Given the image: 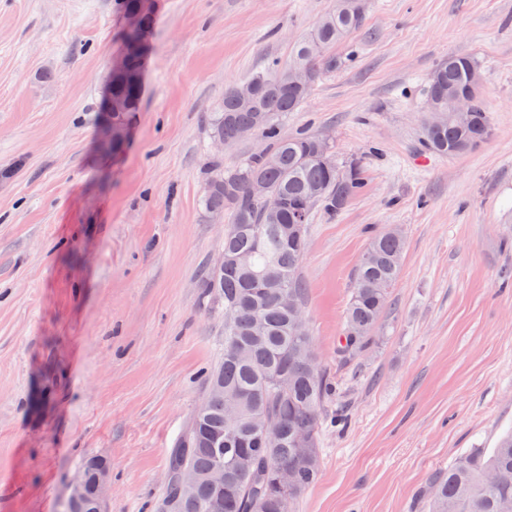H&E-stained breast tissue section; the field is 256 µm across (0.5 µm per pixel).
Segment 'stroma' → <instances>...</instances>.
<instances>
[{
  "instance_id": "obj_1",
  "label": "stroma",
  "mask_w": 512,
  "mask_h": 512,
  "mask_svg": "<svg viewBox=\"0 0 512 512\" xmlns=\"http://www.w3.org/2000/svg\"><path fill=\"white\" fill-rule=\"evenodd\" d=\"M138 111L104 112L124 48L118 0H0V512H62L106 461L104 512H162L173 448L224 349L201 275L225 218L201 204L225 86L288 57L336 0H150ZM341 65L281 120L327 138L364 187L315 214L300 274L323 368L319 480L293 512H426L430 477L512 431V0H363ZM471 56L489 137L422 146L430 72ZM255 139L219 151L231 167ZM405 252L373 342L336 357L376 233Z\"/></svg>"
}]
</instances>
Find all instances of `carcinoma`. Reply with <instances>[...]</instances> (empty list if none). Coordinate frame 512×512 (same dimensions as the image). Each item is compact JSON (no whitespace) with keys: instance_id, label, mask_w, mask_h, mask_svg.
I'll return each instance as SVG.
<instances>
[{"instance_id":"carcinoma-1","label":"carcinoma","mask_w":512,"mask_h":512,"mask_svg":"<svg viewBox=\"0 0 512 512\" xmlns=\"http://www.w3.org/2000/svg\"><path fill=\"white\" fill-rule=\"evenodd\" d=\"M126 12L139 11L136 28L124 35L131 58V75L112 79V97L126 103V110L112 113V148H117L124 117L136 111L141 97V59L145 38L153 26L151 7L140 0H123ZM364 19L362 0H338L313 29L296 42L288 60L255 72L245 84L253 89L251 103L239 96L240 84L224 88V98L209 113L211 138L225 144L240 140L239 131L252 127L266 141V153H253L245 162L224 168V157L213 155L204 172L202 202L213 214L227 217L224 251L244 259L218 272L204 269L203 288L223 302L232 319L224 321V352L205 374L204 397L194 411L189 433L169 461L172 480L167 497L180 493L177 475L185 465L201 476L184 512H210L216 496L206 476L224 466L223 512H292L294 502L320 475L295 447L294 437L310 440L311 452L320 456L319 430L324 406L332 391L329 374L311 365L316 356L313 337L298 335L292 312L280 302L288 296L304 308L306 288L298 277L307 239L290 240L285 228L303 213V224L312 222L316 208L336 216L363 185L360 168L342 171L333 152L323 154L322 137L306 131L280 134L279 118L297 111L310 95L288 78L294 68L309 69L313 81L336 69V46L358 29ZM482 78L476 62L450 55L432 72L426 100L443 110L454 106L452 96L471 99L474 121L461 127L453 122L425 126V148L443 155L466 152L487 139L490 119L482 104L476 79ZM262 177L282 201L275 213L248 196L245 176ZM404 239L397 229L374 236L355 271L343 336L336 357L347 362L364 351L387 307L389 288L397 281ZM288 377V393L271 384ZM277 422V437L259 430L260 419ZM100 458L88 457L79 471L87 489L83 512H101L94 493ZM293 473V494L283 499L272 491L273 467ZM430 512H512V434L502 436L496 448H471L448 472L433 476L425 491Z\"/></svg>"}]
</instances>
